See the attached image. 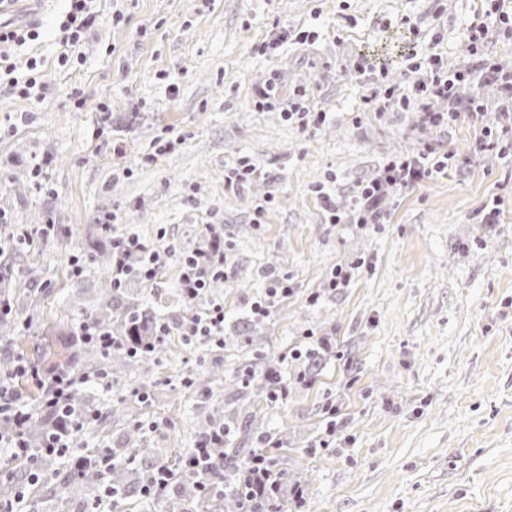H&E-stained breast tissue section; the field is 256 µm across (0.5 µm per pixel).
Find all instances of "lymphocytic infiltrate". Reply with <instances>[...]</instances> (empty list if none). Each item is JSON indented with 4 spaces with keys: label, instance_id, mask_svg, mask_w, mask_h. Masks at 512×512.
<instances>
[{
    "label": "lymphocytic infiltrate",
    "instance_id": "1",
    "mask_svg": "<svg viewBox=\"0 0 512 512\" xmlns=\"http://www.w3.org/2000/svg\"><path fill=\"white\" fill-rule=\"evenodd\" d=\"M97 0H68L66 12L59 18V44L61 52L58 62L63 66L75 65L71 52L86 32L101 21L96 9ZM40 36L36 27L17 26L0 22V62L5 63L7 84L13 94L29 99L41 97L45 85L37 58H28L24 66H17L9 60L14 47L37 40ZM460 40L471 53H478L495 38L512 39V0H484L480 15L467 24L459 33ZM465 78L464 73L445 68L441 59L428 56L424 76L414 85V96L397 95L395 88L385 91V104H375L373 97H365L370 111L382 115L388 112L389 101H397L401 108L418 103L425 123L432 126L456 123L459 115L455 112H433L428 101L432 98H451L457 83ZM255 106L262 111L283 110L286 117H314L316 123H323L324 115H312L310 100L305 90H295L291 100H282L276 80H268L265 88L258 91ZM447 161L435 158L431 146H423L417 152L390 160L378 178L363 187L356 195L353 209L358 225L376 224L380 216L374 203L384 187L400 186L410 188L421 181L433 178L447 170ZM224 245L210 242L203 250H195L183 256L179 286L186 301L192 302L203 292L211 279L224 274ZM163 263L160 252L135 235H126L112 240V283L121 286L128 275L134 274L143 282L151 283L157 278ZM182 332L189 340L204 345L224 344V304L211 302L201 313L193 315L181 325ZM31 376L43 391L44 406L54 418V428L42 444L43 453L70 458L75 469H83L88 460L72 455L77 439L83 429L92 421L90 414L75 413L70 405L73 392L82 384L83 377L72 369L61 367L50 373L41 372L38 365L18 358L12 376H0V421H9L8 430L0 432V449H9L5 466L21 461L27 465V481L19 485L14 501L0 502V512H25L23 505L32 485L39 480L34 466L36 451L30 448L25 430L32 413L22 393L12 384L13 376ZM239 480L247 488L246 498L260 499L275 475L274 465L265 446H258L250 458L238 467Z\"/></svg>",
    "mask_w": 512,
    "mask_h": 512
}]
</instances>
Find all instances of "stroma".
<instances>
[{
	"instance_id": "1",
	"label": "stroma",
	"mask_w": 512,
	"mask_h": 512,
	"mask_svg": "<svg viewBox=\"0 0 512 512\" xmlns=\"http://www.w3.org/2000/svg\"><path fill=\"white\" fill-rule=\"evenodd\" d=\"M97 5L103 23L80 44L83 64L63 67L55 21L65 0H46L38 41L16 57L42 56L43 97L0 86V237L34 233L22 251L0 253V279L30 284L0 334V360L21 354L56 366L42 347L58 345V330L98 301L93 256L105 216H115L116 233L165 255L152 286L129 284L134 300L175 287L182 257L216 236L226 349L187 342L179 324L193 306L164 302L162 316L178 325L152 365L147 399L132 402L119 385L90 392L100 417L79 447H111L137 421L149 447L184 456L200 399L187 379L234 362L241 316L278 276L291 292L262 321L266 351L326 347L317 379L284 370L288 395L268 411L283 468L309 480L304 504L289 502L288 512H512V129L495 107L499 85L459 38L481 0ZM118 8L125 21L114 26ZM406 16L419 37L402 25ZM284 29L306 33V43L257 52ZM413 50L467 73L458 111L480 87L484 120L505 151L473 152L468 120L440 130L425 127L414 105L382 119L368 112L372 84L342 63L386 67L408 89L419 78L408 68ZM273 76L282 93L307 88L325 123L307 129L256 110L255 93ZM426 144L449 155L446 174L387 188L376 203L383 223H331L321 195L348 213L360 185ZM244 157L259 175L227 188L228 169ZM340 267L351 279L330 288Z\"/></svg>"
}]
</instances>
